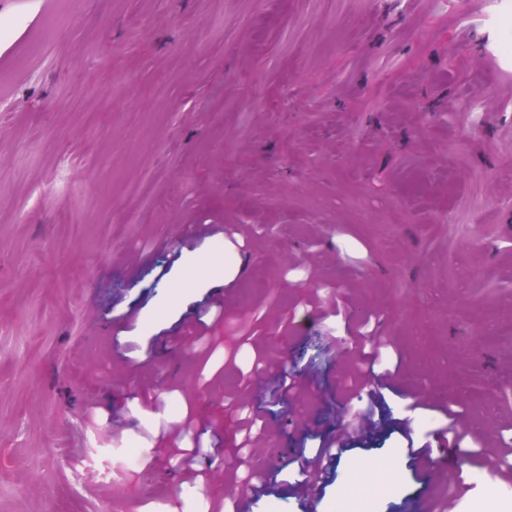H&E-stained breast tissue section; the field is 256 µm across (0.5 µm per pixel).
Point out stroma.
<instances>
[{
  "mask_svg": "<svg viewBox=\"0 0 512 512\" xmlns=\"http://www.w3.org/2000/svg\"><path fill=\"white\" fill-rule=\"evenodd\" d=\"M511 41L512 0H0V512H200L160 427L191 408L233 447L226 394L261 389L274 348L314 361L307 425L270 414L276 455L314 452L370 403L327 346L376 313L395 424L349 442L316 512H432L448 470L487 468L410 463L397 423L433 432L449 405L512 438ZM194 224L251 248H168ZM284 249L308 271L279 272ZM218 296L203 364L181 331ZM243 512L305 510L281 481Z\"/></svg>",
  "mask_w": 512,
  "mask_h": 512,
  "instance_id": "obj_1",
  "label": "stroma"
}]
</instances>
